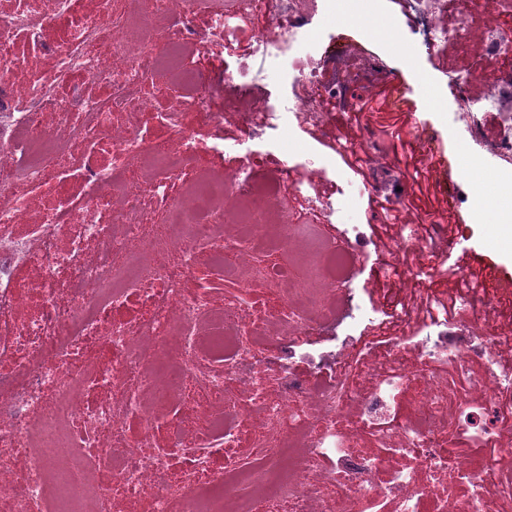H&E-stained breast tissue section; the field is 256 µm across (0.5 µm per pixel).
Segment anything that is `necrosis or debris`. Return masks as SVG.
Masks as SVG:
<instances>
[{
	"instance_id": "1",
	"label": "necrosis or debris",
	"mask_w": 512,
	"mask_h": 512,
	"mask_svg": "<svg viewBox=\"0 0 512 512\" xmlns=\"http://www.w3.org/2000/svg\"><path fill=\"white\" fill-rule=\"evenodd\" d=\"M455 4L457 30L436 24ZM470 0H0V512H512V288L397 290V311L348 306L360 187L344 188L327 115L349 81L301 72L340 31L431 53L469 45ZM249 78L216 66L214 42ZM512 25L467 65L418 76L491 175L470 219L512 223ZM284 79L250 137H292L330 172L257 176L224 134L239 94ZM496 138L484 133L488 116ZM346 218L343 237L324 231ZM429 246L401 224L375 242L397 280ZM456 308L468 332L448 323ZM336 325L343 347L315 345ZM475 452L470 469L458 460Z\"/></svg>"
}]
</instances>
